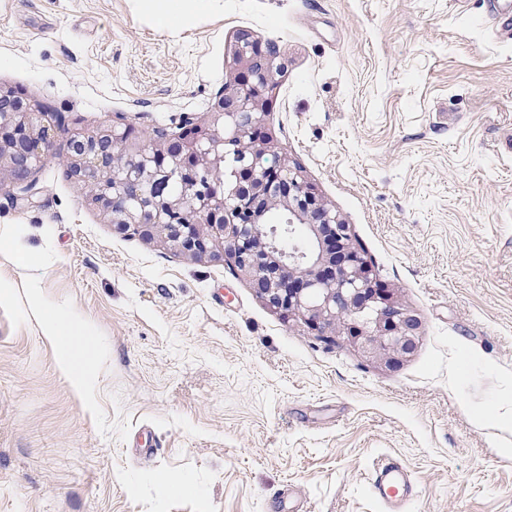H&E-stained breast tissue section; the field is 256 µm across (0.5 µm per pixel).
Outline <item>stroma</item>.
I'll list each match as a JSON object with an SVG mask.
<instances>
[{"label":"stroma","mask_w":512,"mask_h":512,"mask_svg":"<svg viewBox=\"0 0 512 512\" xmlns=\"http://www.w3.org/2000/svg\"><path fill=\"white\" fill-rule=\"evenodd\" d=\"M243 30L284 65L274 151L422 322L397 368L113 233L67 175L66 134L205 118ZM0 88L66 130L0 191V512H384L386 458L408 512H512V0H212L174 33L145 0H0ZM33 273L100 339L93 408L23 314ZM411 476L395 459L384 460L376 469L373 482L375 496L386 512H404L411 495Z\"/></svg>","instance_id":"obj_1"}]
</instances>
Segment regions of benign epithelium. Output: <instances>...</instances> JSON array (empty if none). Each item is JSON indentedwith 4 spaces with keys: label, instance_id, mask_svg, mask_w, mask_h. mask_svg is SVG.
Returning a JSON list of instances; mask_svg holds the SVG:
<instances>
[{
    "label": "benign epithelium",
    "instance_id": "obj_1",
    "mask_svg": "<svg viewBox=\"0 0 512 512\" xmlns=\"http://www.w3.org/2000/svg\"><path fill=\"white\" fill-rule=\"evenodd\" d=\"M236 74L225 77L207 119L177 135L156 128L147 139L131 127L105 125L67 141V171L118 234L195 257L224 258L283 319L298 317L317 336L342 333L369 356L398 367L417 348L421 320L381 286L344 223L305 181L301 166L270 153L262 115L275 88L278 49L245 33L232 50ZM39 108L0 89V176L28 178L56 136ZM180 193L166 191L173 176ZM287 216L285 239L308 245L277 256L271 217Z\"/></svg>",
    "mask_w": 512,
    "mask_h": 512
}]
</instances>
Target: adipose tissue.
I'll return each instance as SVG.
<instances>
[{"label": "adipose tissue", "instance_id": "adipose-tissue-1", "mask_svg": "<svg viewBox=\"0 0 512 512\" xmlns=\"http://www.w3.org/2000/svg\"><path fill=\"white\" fill-rule=\"evenodd\" d=\"M29 314L36 317L42 335L54 349L61 369L68 374L75 389L91 391L87 370L89 358L98 356L101 347L84 317L64 302L44 298L38 277L26 283Z\"/></svg>", "mask_w": 512, "mask_h": 512}]
</instances>
